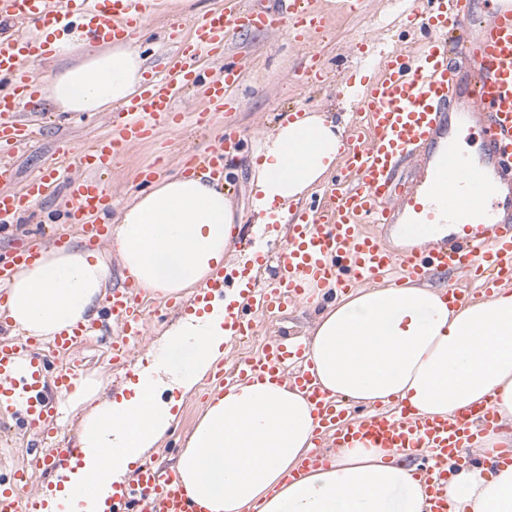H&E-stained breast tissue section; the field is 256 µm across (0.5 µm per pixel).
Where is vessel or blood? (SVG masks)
I'll return each instance as SVG.
<instances>
[{
	"mask_svg": "<svg viewBox=\"0 0 512 512\" xmlns=\"http://www.w3.org/2000/svg\"><path fill=\"white\" fill-rule=\"evenodd\" d=\"M146 5L147 0H0V18L22 26L17 33L0 30V143L24 141L27 131L15 117L41 104L42 81L30 61L48 58L57 41L74 36L91 44L137 37ZM320 20L311 0H274L273 11L264 14L225 0L223 9L198 17L190 42L162 56L161 76L114 109L108 133L76 148L83 175L55 168L30 177L17 192L0 193V226L16 223L31 200L60 182L69 223L81 225L88 243L100 241L111 197L94 172L115 165L158 123L179 126L191 118L207 125L221 116L243 83L242 68L222 64L226 38L246 23L300 37L305 24ZM411 23L426 34L421 51L393 53L383 74L367 83L357 110L368 124L348 134L342 174L327 183L324 199L289 217L291 232L273 286L256 293L242 284L226 305L224 328L231 338L251 335L252 312L282 310L304 299L312 286L377 283L397 267L419 281L459 269L479 277L490 269L495 277L484 284L489 296L512 282V0H422ZM298 45L309 67L319 66L309 43L300 37ZM203 78L207 102L188 116L178 108V94ZM477 124L483 127V146L471 158L459 153L455 134ZM238 144L236 136L220 137L190 162L223 176L224 153ZM417 154L422 167L414 178L399 179V166ZM442 222L451 226L447 238L400 254L377 233L382 225L406 224L422 236ZM104 313L122 326L112 339V356L123 357L142 332L137 293L113 291ZM305 358V344L276 338L260 358L240 360L236 379H288L307 393L317 432H331L340 448L361 442L416 456L414 477L426 486L430 512H458L444 486L474 463L472 425L491 427L493 410L470 408L442 419L414 413L401 402L348 417L302 368ZM46 365L38 343L0 342V411L18 415L23 428L44 426L52 412L48 390L60 395L72 385L67 372L46 382ZM82 455L81 444L73 442L51 449L44 459L56 470ZM26 479L21 470L0 478V512H41L38 499L16 490ZM110 501L109 512H135L139 505L146 512H198L175 475L147 463L132 484L114 487Z\"/></svg>",
	"mask_w": 512,
	"mask_h": 512,
	"instance_id": "vessel-or-blood-1",
	"label": "vessel or blood"
}]
</instances>
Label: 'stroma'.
<instances>
[{
    "label": "stroma",
    "mask_w": 512,
    "mask_h": 512,
    "mask_svg": "<svg viewBox=\"0 0 512 512\" xmlns=\"http://www.w3.org/2000/svg\"><path fill=\"white\" fill-rule=\"evenodd\" d=\"M153 9L144 14V32L137 47L147 61L172 51L187 42L192 35L193 21L214 9L218 0H154ZM327 16L324 28L307 33L306 38L324 62L323 76L303 71V51L292 37L256 27L238 30L224 48L227 60L239 62L247 72V80L238 92L237 100L229 105L221 121L196 128L158 125L154 137L128 148L112 170L101 173L99 179L112 197L110 216L143 191V169L152 168L159 176H178L186 151H203L221 135L225 128L235 130L239 148L228 161V190L236 210L248 211L252 154L257 133L271 132L280 121V113L289 108L328 110L342 113L341 90L349 80L365 81L379 74L385 57L394 51H414L423 38L407 17L421 7L420 0H318ZM179 20L180 31L171 34L170 23ZM111 122L107 112L72 114L54 111L44 106L43 114L33 124L29 139L10 154L19 179L44 171L57 157L62 144L81 145L105 133ZM62 199H38L30 212L18 224L0 229V259H8L15 251L30 246H51L60 233L78 236V229L65 221ZM288 237L287 225L255 227L245 222L239 230L234 251L224 262L230 267L245 264L249 252L259 251L267 261L252 277L255 288H265L274 278L278 259ZM191 301L178 299L169 305L158 298H148L144 314V331L131 344L121 361H113L108 340L114 328L107 321L97 324V336L82 342L61 357H52L50 369L71 367L80 377L106 379V395H118L121 387L134 380V369L146 361L151 342L161 340L171 325L191 312ZM315 310L298 304L273 315H255V333L247 343L232 342L231 352L223 360L231 366L241 357L258 354L273 336L300 337L315 317ZM212 386L209 381L199 384L196 394L187 396L181 405L175 426L143 456L144 462L167 469L173 468L183 440L192 432L204 411ZM26 441L15 432L11 420L0 421V477L10 476L17 468L30 469L29 489L40 494L48 487V470L31 466L25 451Z\"/></svg>",
    "instance_id": "35a3bbf8"
}]
</instances>
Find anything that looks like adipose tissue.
I'll use <instances>...</instances> for the list:
<instances>
[{"instance_id":"ef3b65f1","label":"adipose tissue","mask_w":512,"mask_h":512,"mask_svg":"<svg viewBox=\"0 0 512 512\" xmlns=\"http://www.w3.org/2000/svg\"><path fill=\"white\" fill-rule=\"evenodd\" d=\"M64 67L50 73L46 98L61 112L95 113L122 104L143 81L146 61L128 42L90 50L58 43ZM347 117L303 112L256 136L250 206L256 223L287 214L323 182L344 147ZM236 215L210 172L154 180L114 219L112 245L122 267L150 296L171 297L218 279L233 244ZM110 280L99 252L39 248L0 283V317L16 336L51 339L89 325ZM442 287L379 284L334 295L306 340L318 385L354 404L406 401L417 413L447 418L493 408L495 430L479 436L482 463L448 481V499L466 512H512V466L495 449L512 446V289L449 307ZM224 303L180 318L127 395L99 401L102 383L76 382L61 399L90 405L80 426L81 464L55 472L44 512H106L115 484L162 439L177 415L163 393L193 392L225 355ZM312 406L304 393L268 379L213 393L186 441L175 474L199 512H429L410 458L387 448H339L329 467L301 470L314 447Z\"/></svg>"}]
</instances>
